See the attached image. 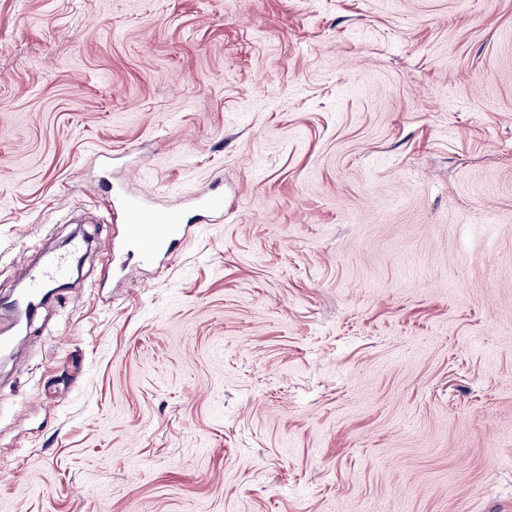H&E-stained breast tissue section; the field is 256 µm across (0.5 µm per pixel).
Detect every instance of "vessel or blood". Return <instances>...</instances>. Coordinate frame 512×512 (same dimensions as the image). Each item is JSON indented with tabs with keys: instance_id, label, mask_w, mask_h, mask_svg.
<instances>
[{
	"instance_id": "vessel-or-blood-1",
	"label": "vessel or blood",
	"mask_w": 512,
	"mask_h": 512,
	"mask_svg": "<svg viewBox=\"0 0 512 512\" xmlns=\"http://www.w3.org/2000/svg\"><path fill=\"white\" fill-rule=\"evenodd\" d=\"M193 207L199 221L206 222L223 213L224 198L216 194L198 196ZM113 208L123 224L124 245L142 261H152L163 252L173 253L191 229L183 210L160 208L134 194L114 197ZM81 249L82 244L77 241L68 252L49 255L41 263L31 265L19 303L25 305L41 299L47 288L68 275Z\"/></svg>"
}]
</instances>
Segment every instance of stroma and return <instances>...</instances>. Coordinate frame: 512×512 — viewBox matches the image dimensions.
Wrapping results in <instances>:
<instances>
[{
    "instance_id": "1",
    "label": "stroma",
    "mask_w": 512,
    "mask_h": 512,
    "mask_svg": "<svg viewBox=\"0 0 512 512\" xmlns=\"http://www.w3.org/2000/svg\"><path fill=\"white\" fill-rule=\"evenodd\" d=\"M76 236L0 512H512V0H0V293ZM113 208L123 224V243L139 261H152L162 252L171 255L194 226L183 210L160 208L135 194L115 196ZM193 207L197 212V221L201 222L210 221L214 215H224V196L222 195H206L197 196L194 198Z\"/></svg>"
}]
</instances>
